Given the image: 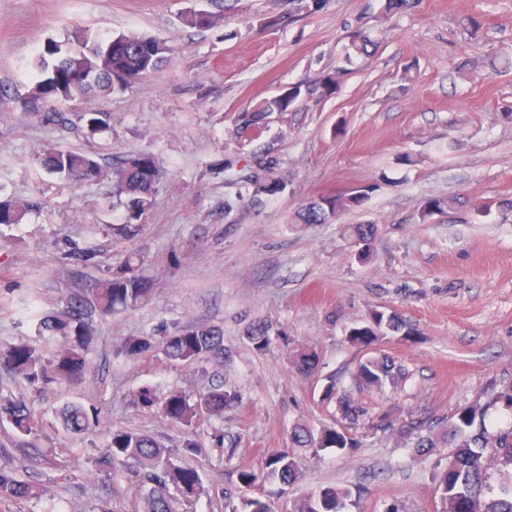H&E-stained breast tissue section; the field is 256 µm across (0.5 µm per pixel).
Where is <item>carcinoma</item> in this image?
Listing matches in <instances>:
<instances>
[{
	"label": "carcinoma",
	"instance_id": "cac0c4a2",
	"mask_svg": "<svg viewBox=\"0 0 512 512\" xmlns=\"http://www.w3.org/2000/svg\"><path fill=\"white\" fill-rule=\"evenodd\" d=\"M183 21L197 29H212L223 21L222 16L204 9L188 10ZM371 40L362 30L352 34L350 49L357 55L369 54ZM171 48L166 42L152 36L118 33L99 37L87 30H78L72 40L62 43L48 39L31 64L25 92L16 95L15 102L25 111H36L47 107L43 117L49 122H64L65 113L51 108L55 103L74 102L98 95H107L123 89L137 79L154 73L169 60ZM303 91L293 86L283 93L265 98L252 108L238 114L237 134L243 136L261 128L268 115L288 112L293 109ZM80 120L89 135L107 127L106 115L100 112H83ZM38 166L46 173L68 183L97 178L103 169L90 153L76 150L50 148L37 158ZM254 175L256 192L273 197L283 190L281 180L273 175L269 162L257 163ZM160 170L155 158L138 154L123 160L112 168L115 184L125 217L121 224L112 225V234L119 238H133L141 230L142 217L153 205ZM366 187L357 188L347 195L320 196L303 205L299 212L302 224H327L337 219L341 212L360 207L368 199ZM450 205L446 197L434 196L426 199L419 211L425 221ZM30 204L12 197L0 198V226L23 223ZM379 232L377 224H356L352 235L358 246L356 256L365 262L370 257V245ZM99 254L92 246L68 248L67 258L81 266L98 264ZM151 292L150 280L142 271V261L130 253L119 265L109 269V276L95 288L93 304L72 297L62 312L42 313L36 316V335L60 342L58 349L45 355L39 348L21 342L7 347L0 353V368L11 373L29 387H44L53 383L75 386L84 381L90 370L87 353L96 340V326L92 313L100 316L119 309H132L143 303ZM411 330L395 313L373 312L369 320L349 331V341L368 348L378 337L389 332ZM248 341L255 349L265 350L270 345V327L258 321L247 332ZM154 336H128L120 345L119 354L128 359L146 356L155 346ZM166 357L178 363L192 364L202 359H219L224 355L222 330L205 323L189 327L174 325L167 327L162 336ZM294 363L303 373H311L318 367V357L312 350H303L295 355ZM352 378L358 391L371 392L386 387H397L404 379V369L387 356L371 355L360 360ZM238 400L237 390L229 385L216 386L191 401L181 391L170 392L162 401L161 411L171 422L189 427L198 414L205 412L218 419L224 409ZM322 400L334 401L340 419L345 421L344 430L323 428L313 435L304 425L295 426L290 439L297 448H311L317 452L323 448L349 450L357 447L358 441L351 431L365 425L371 430L386 431L393 426L391 416L383 413L365 420V412L347 394L339 393L336 381H327ZM480 410L471 407L454 415L452 431L447 433L454 444L445 465H436L432 473L436 494L441 503L440 512H512V483L500 489L494 497L486 496L490 489L492 467L512 466V430L494 434L482 426L476 433L470 432ZM64 429L72 435H81L90 428V416L79 403H69L61 411ZM8 423L16 437H28L41 427L42 416L24 398L0 393V423ZM445 420L409 417L402 420L399 433L412 441V447L421 455H429L440 447L434 438V429ZM91 474L107 477L112 487L131 477L144 488L142 512H174L175 499L170 490H175L185 501H192L203 493V483L198 472L190 467L178 466L171 460L166 448L150 434L139 430L119 429L108 432L104 451L90 459ZM268 475L279 479L280 494L287 493L299 479L300 460L286 449L271 453L267 461ZM236 489L239 496H226L230 512H274L269 497L249 494L258 481L251 469L235 470ZM43 489L34 485L24 474L0 468V500L23 502L39 499ZM350 491L334 486L325 487L316 494L301 496L294 500L292 512H347ZM239 503H234V499Z\"/></svg>",
	"mask_w": 512,
	"mask_h": 512
}]
</instances>
